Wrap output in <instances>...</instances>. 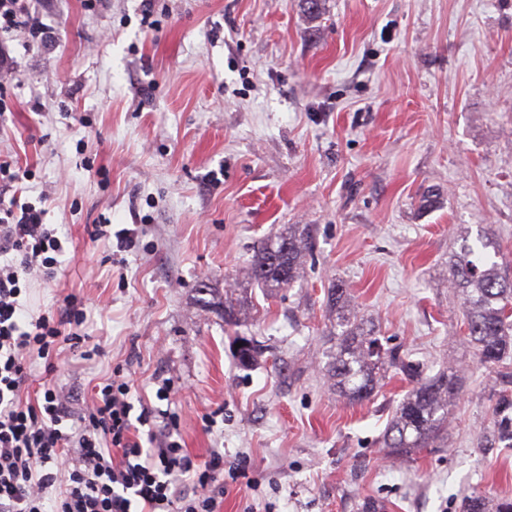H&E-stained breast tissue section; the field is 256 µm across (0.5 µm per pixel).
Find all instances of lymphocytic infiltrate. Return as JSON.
Returning <instances> with one entry per match:
<instances>
[{
  "instance_id": "f902f5d3",
  "label": "lymphocytic infiltrate",
  "mask_w": 512,
  "mask_h": 512,
  "mask_svg": "<svg viewBox=\"0 0 512 512\" xmlns=\"http://www.w3.org/2000/svg\"><path fill=\"white\" fill-rule=\"evenodd\" d=\"M63 251L40 210L0 201V512H218L241 467L193 457L179 415L135 409L122 369L72 414L52 374L62 343L82 340V303L26 317L20 301L21 279L54 277ZM36 377L41 397L24 400Z\"/></svg>"
}]
</instances>
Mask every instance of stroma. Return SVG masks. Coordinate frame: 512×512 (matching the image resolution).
<instances>
[{
  "mask_svg": "<svg viewBox=\"0 0 512 512\" xmlns=\"http://www.w3.org/2000/svg\"><path fill=\"white\" fill-rule=\"evenodd\" d=\"M51 36L0 30V158L12 190L64 242L32 278L35 315L73 294L92 359L61 349L56 379L90 399L113 368L155 401L171 382L198 458L245 462L221 512H459L512 497V450L484 452L496 368L460 331L448 256L489 232L512 269V0H23ZM134 230L121 252L93 225ZM291 224L312 247L265 297L241 365L202 284L246 282L254 245ZM342 285L384 345L462 367L441 447L401 461L380 437L409 385L350 402L324 375Z\"/></svg>",
  "mask_w": 512,
  "mask_h": 512,
  "instance_id": "stroma-1",
  "label": "stroma"
}]
</instances>
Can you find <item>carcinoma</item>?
Here are the masks:
<instances>
[{
	"mask_svg": "<svg viewBox=\"0 0 512 512\" xmlns=\"http://www.w3.org/2000/svg\"><path fill=\"white\" fill-rule=\"evenodd\" d=\"M307 250L304 230L297 224L288 231L258 242L248 279L271 297L288 290L299 279ZM499 254V245L483 232L469 241L462 238L460 253L450 269L451 287L462 297L464 325L468 341L476 347L484 364L498 366L512 357V277L489 252ZM199 301L220 310L224 324L235 327L246 319L247 301L237 287L224 289V297L206 285ZM330 302L336 310V325L328 332L327 377L333 389L350 402L370 398L379 382L393 370L412 384L406 398L382 436L389 455L401 457L424 447L436 446L448 422V408L459 392V370L450 366L434 376L425 374L423 364L397 348H386L372 327L357 320L346 289H331ZM238 360L247 363L257 353L254 339L234 334ZM494 428L481 447L486 451L512 448V394L503 390L493 407ZM462 512H512V498L502 497L489 506L479 495L465 498Z\"/></svg>",
	"mask_w": 512,
	"mask_h": 512,
	"instance_id": "1",
	"label": "carcinoma"
}]
</instances>
